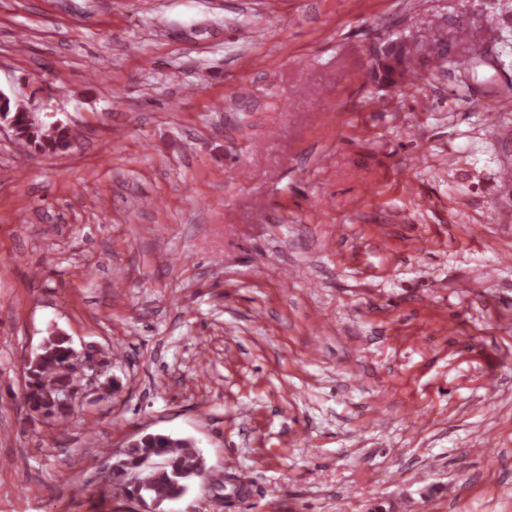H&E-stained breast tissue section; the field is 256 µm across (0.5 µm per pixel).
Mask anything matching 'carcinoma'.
Here are the masks:
<instances>
[{"label": "carcinoma", "mask_w": 512, "mask_h": 512, "mask_svg": "<svg viewBox=\"0 0 512 512\" xmlns=\"http://www.w3.org/2000/svg\"><path fill=\"white\" fill-rule=\"evenodd\" d=\"M0 120L14 126L16 142L25 151L53 154L69 145L71 130L66 124L33 123L10 97L0 100ZM90 361V353L77 352L69 336L56 328L49 331L26 366L23 401L29 411L57 425L66 422L75 403L64 402V396L81 390L83 365ZM159 457L164 461L155 462ZM203 472L204 462L192 441L149 433L112 462V493L132 495L157 507L181 498Z\"/></svg>", "instance_id": "cac0c4a2"}]
</instances>
